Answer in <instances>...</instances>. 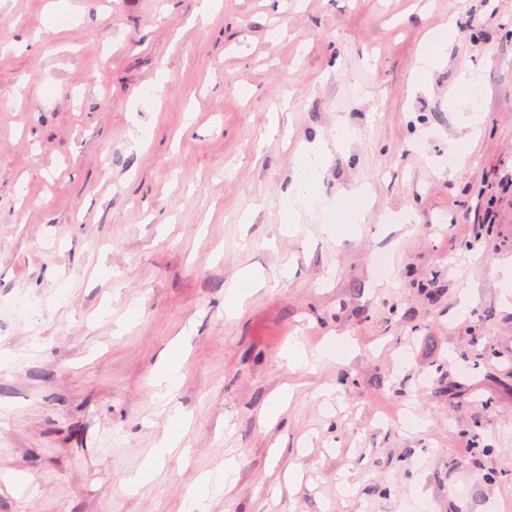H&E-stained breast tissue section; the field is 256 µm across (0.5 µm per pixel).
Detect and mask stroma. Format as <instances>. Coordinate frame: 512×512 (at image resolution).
<instances>
[{"instance_id":"stroma-1","label":"stroma","mask_w":512,"mask_h":512,"mask_svg":"<svg viewBox=\"0 0 512 512\" xmlns=\"http://www.w3.org/2000/svg\"><path fill=\"white\" fill-rule=\"evenodd\" d=\"M511 177L512 0H0V512H512ZM444 49V38L437 37L435 46L418 60L416 73L420 79L424 80L430 77L433 69L439 63ZM319 154L320 152L317 150H308L298 158L297 165L300 174L284 200L289 230L297 231L300 228V225L296 224L297 216L300 209L311 199L315 179L320 175L318 171ZM184 427V418L179 413L169 416L165 432L160 440L154 454L146 459L141 469L129 479V484L137 487L147 481L158 468L165 455L175 450L180 444L182 431ZM235 472V464L232 459L225 461L224 473H218L215 475H207L202 478L200 486L196 491L193 499L189 505V511L194 510L203 511V501L209 495L210 492H219L227 484L232 483L233 474Z\"/></svg>"}]
</instances>
